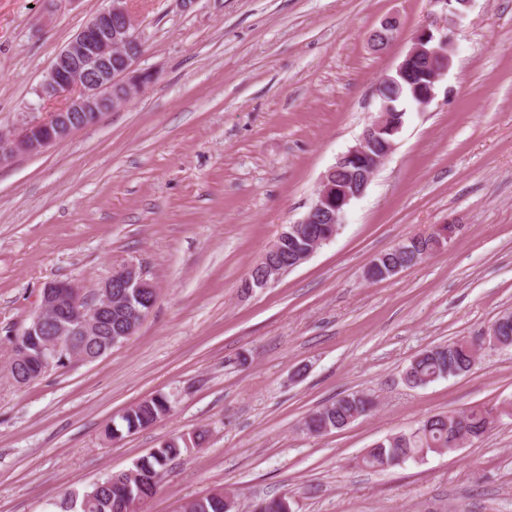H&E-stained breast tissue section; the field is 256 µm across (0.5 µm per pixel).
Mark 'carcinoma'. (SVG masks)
Here are the masks:
<instances>
[{
    "mask_svg": "<svg viewBox=\"0 0 512 512\" xmlns=\"http://www.w3.org/2000/svg\"><path fill=\"white\" fill-rule=\"evenodd\" d=\"M314 236L306 229L299 230L280 240L279 250L273 256L279 265L298 267L301 259L311 246ZM436 252V241L426 235L406 238L383 253L371 259L378 274L390 267L411 268ZM498 336L488 342V347L512 345V315L504 312L496 320ZM108 340L106 336L84 340L81 336L72 337L73 348L92 359L102 357L100 351ZM472 338L462 336L445 345L419 352L404 372L406 382L414 387L426 386L441 378L463 376L474 365ZM39 353L37 345L30 348L29 358L18 365V371H9L16 385L27 386L38 373ZM373 399L361 392L349 393L312 411L305 420L306 431L312 435L342 429L357 418L372 411ZM171 409L167 396L159 393L145 399L110 420L104 429L107 438L116 440L123 434H131L148 428ZM498 410L487 406H474L455 414H439L424 419L418 427L409 432H400L376 443L362 457V466L383 470L399 467L409 460H421L438 448H460L465 444L480 442L490 432ZM206 438V432L197 431L188 436L165 439L139 458L128 469L131 477L107 476L91 488L75 492L61 499L56 506L60 512H113L117 502L126 505L131 512L133 504L154 495L170 466L179 459L188 446L198 447ZM290 508L288 496L264 498L254 504L253 512H287ZM183 512H236V504L228 503L224 493L215 492L208 496L193 499L186 503Z\"/></svg>",
    "mask_w": 512,
    "mask_h": 512,
    "instance_id": "cac0c4a2",
    "label": "carcinoma"
}]
</instances>
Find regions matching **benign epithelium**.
Returning a JSON list of instances; mask_svg holds the SVG:
<instances>
[{"label": "benign epithelium", "mask_w": 512, "mask_h": 512, "mask_svg": "<svg viewBox=\"0 0 512 512\" xmlns=\"http://www.w3.org/2000/svg\"><path fill=\"white\" fill-rule=\"evenodd\" d=\"M111 5L98 13L73 37L56 56L39 93L43 97L57 98L78 90L66 105L54 113L47 122H32L25 132L15 138L0 133V165L10 162L19 153L38 154L47 147L63 142L78 128L97 123L103 114L117 108L133 92L145 85L143 73L136 63L143 53V41L125 0H110ZM437 7L433 20L421 26L412 38V45L395 69L401 74L408 63L419 58L430 71V84L423 92L413 93L409 105L422 110L437 96L440 83L447 74L454 49L457 21L463 18L471 0H457L460 8L448 10L451 0H430ZM399 22L386 18L373 36L388 47L398 37ZM120 62L112 64V57ZM393 74V75H395ZM393 75H385L378 83L376 94L379 109L364 127L358 142L340 154L336 162L322 175L316 196L298 220L300 224H341L347 207L361 198L373 173L395 150L394 135L402 125H390L392 105L386 99V88ZM347 165L360 168L356 181L348 185L336 184V172ZM265 252L257 267L263 273V287L278 281L283 275L279 266L271 261L272 252ZM153 283L134 265H126L91 288L68 280L51 281L41 292L39 311L33 316L21 336H104L112 334L108 327L112 311L113 292L124 289L126 304H132L131 289L151 288ZM71 342L58 340L47 345L45 362L53 366L56 361L68 362Z\"/></svg>", "instance_id": "7a95c632"}]
</instances>
